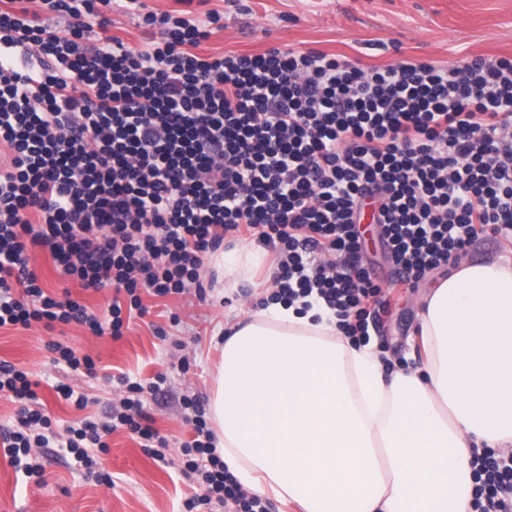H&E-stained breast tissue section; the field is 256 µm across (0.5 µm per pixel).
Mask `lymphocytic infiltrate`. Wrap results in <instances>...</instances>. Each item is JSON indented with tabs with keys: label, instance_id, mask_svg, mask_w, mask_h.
I'll use <instances>...</instances> for the list:
<instances>
[{
	"label": "lymphocytic infiltrate",
	"instance_id": "1",
	"mask_svg": "<svg viewBox=\"0 0 512 512\" xmlns=\"http://www.w3.org/2000/svg\"><path fill=\"white\" fill-rule=\"evenodd\" d=\"M122 2L146 48L108 35L112 0H40L67 17L63 30L40 11L0 9V148L11 154L0 170V327L74 322L120 338L123 311L147 312L142 293L205 299V259L245 236L273 257L272 301H320L357 346L389 305L362 262L365 214L394 286L418 287L483 240L512 244V58L366 68L279 47L203 56L221 13ZM32 245L82 288L125 300L101 316L53 297L29 268ZM165 381L119 376L108 420L66 427L86 478L111 483L97 456L120 428L165 460L144 410ZM1 392L19 409L0 447L41 476L51 419L30 373L1 362ZM185 408L197 437L181 446L180 471L203 486L188 512H268L225 469L203 403ZM471 464L473 512H512V448L473 449Z\"/></svg>",
	"mask_w": 512,
	"mask_h": 512
}]
</instances>
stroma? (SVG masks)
<instances>
[{"mask_svg": "<svg viewBox=\"0 0 512 512\" xmlns=\"http://www.w3.org/2000/svg\"><path fill=\"white\" fill-rule=\"evenodd\" d=\"M190 9L200 16L209 10L224 14L223 28L201 44L203 55H254L277 45L339 54L366 67L385 66L400 57L442 67L474 57H512V0H238L233 6L227 0H195ZM29 266L49 293L71 292L74 299L98 311L112 302L111 290H86L64 277L48 249H31ZM206 269L217 275L207 302H199L191 291L167 298L144 296L149 315L134 319L118 339L93 335L76 324L0 328V361L38 381L37 393L56 431L87 413L101 417L111 413L108 376L126 372L148 381L166 374V384L147 395L145 407L152 426L169 443V461L164 464L126 430L107 436L109 451L102 466L112 474L114 483L109 487L85 480L72 455L55 441L44 450V472L37 479L17 471L0 452V512H184L186 500L201 495V488L184 479L173 464L182 443L195 437L184 420L183 399L195 395L208 401L224 327L247 319L256 304L251 296L225 300L224 268L210 260ZM448 273V267H441L427 275L424 286L399 288L392 294L390 317L374 327L370 337L382 363L397 370L411 365L426 287ZM172 312L179 324L170 323ZM157 325L165 328L167 340L155 336ZM52 341L90 355L97 365L96 376L76 375L53 365L47 348ZM178 341L184 351L175 349ZM184 354L190 362L185 371L179 361ZM59 383L87 395V410L62 399L55 390Z\"/></svg>", "mask_w": 512, "mask_h": 512, "instance_id": "stroma-1", "label": "stroma"}]
</instances>
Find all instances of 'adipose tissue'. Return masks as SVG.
I'll return each mask as SVG.
<instances>
[{
    "mask_svg": "<svg viewBox=\"0 0 512 512\" xmlns=\"http://www.w3.org/2000/svg\"><path fill=\"white\" fill-rule=\"evenodd\" d=\"M425 356L384 374L320 303L226 326L209 405L224 465L302 512H471L472 449L512 445V264L427 291Z\"/></svg>",
    "mask_w": 512,
    "mask_h": 512,
    "instance_id": "obj_1",
    "label": "adipose tissue"
}]
</instances>
